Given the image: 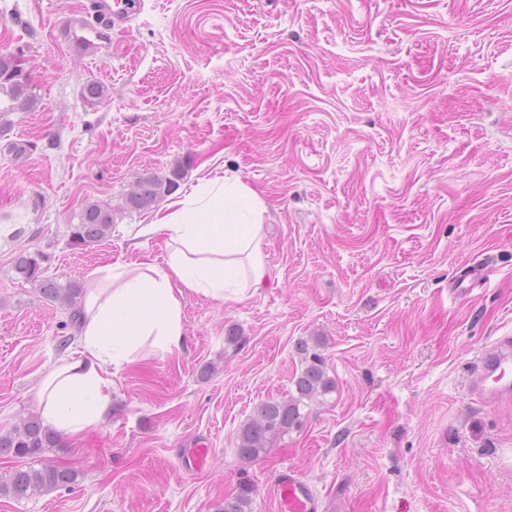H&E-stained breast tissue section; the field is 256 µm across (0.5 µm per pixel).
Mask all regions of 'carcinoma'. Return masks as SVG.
Segmentation results:
<instances>
[{"label": "carcinoma", "instance_id": "1", "mask_svg": "<svg viewBox=\"0 0 512 512\" xmlns=\"http://www.w3.org/2000/svg\"><path fill=\"white\" fill-rule=\"evenodd\" d=\"M0 133L7 131L9 112H27L37 105L29 79L17 71L12 55H0ZM182 170L174 166L165 175L146 174L124 198L123 209L128 212H144L178 187ZM112 209L100 203H90L82 209L80 221L70 225V240L74 246H86L105 238L112 229ZM14 272L32 284L47 300L58 302L70 310V321L80 320V299L83 287L78 282L61 284L43 275L38 259L21 251L13 259ZM297 395L281 400H265L256 406L254 416L244 423L237 434L236 450L240 459L256 462L264 458L276 439L302 426L304 415L300 404L330 390L333 382L326 375L321 357L310 356L306 366L295 380ZM57 444L56 436L42 421L35 417L21 420L10 431L0 434V457L32 459L41 456L46 449ZM77 471L66 466L42 463L40 467L22 464L0 474V497L26 499L38 492L54 490L75 483ZM254 488L248 483L239 485L236 493L224 498L216 512H251Z\"/></svg>", "mask_w": 512, "mask_h": 512}]
</instances>
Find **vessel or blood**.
I'll return each instance as SVG.
<instances>
[{"mask_svg":"<svg viewBox=\"0 0 512 512\" xmlns=\"http://www.w3.org/2000/svg\"><path fill=\"white\" fill-rule=\"evenodd\" d=\"M89 10L94 23L70 16L60 28L71 48L94 57L110 30L128 27L131 14L112 7L108 0H91ZM467 386L472 396L487 404L512 398V336L499 337L481 350L468 373ZM275 493L276 512H320L310 484L292 468L279 471Z\"/></svg>","mask_w":512,"mask_h":512,"instance_id":"vessel-or-blood-1","label":"vessel or blood"}]
</instances>
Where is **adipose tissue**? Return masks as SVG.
<instances>
[{
    "label": "adipose tissue",
    "mask_w": 512,
    "mask_h": 512,
    "mask_svg": "<svg viewBox=\"0 0 512 512\" xmlns=\"http://www.w3.org/2000/svg\"><path fill=\"white\" fill-rule=\"evenodd\" d=\"M264 212L256 191L224 181L173 200L157 214L149 229L167 237L166 264H115L87 286L82 355L42 381L43 423L69 436L99 424L112 405L110 367L127 361L149 337L165 351L180 349L184 291L241 301L262 288Z\"/></svg>",
    "instance_id": "adipose-tissue-1"
}]
</instances>
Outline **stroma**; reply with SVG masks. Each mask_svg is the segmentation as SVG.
<instances>
[{
  "instance_id": "35a3bbf8",
  "label": "stroma",
  "mask_w": 512,
  "mask_h": 512,
  "mask_svg": "<svg viewBox=\"0 0 512 512\" xmlns=\"http://www.w3.org/2000/svg\"><path fill=\"white\" fill-rule=\"evenodd\" d=\"M132 4L89 60L59 30L86 0H0V53L24 50L39 99L0 135V433L81 356L68 310L14 256L42 253L63 284L165 265V236L140 230L166 201L122 208L144 174L183 164L182 198L216 178L254 189L267 284L241 302L186 291L181 350L147 340L111 376L110 416L44 453L76 483L0 497V512H215L244 480L252 512H274L283 467L322 512H512V400L465 386L479 350L512 335V0ZM90 202L111 206V233L72 245ZM466 263L482 286L456 287ZM317 337L333 389L242 462L238 429L295 394ZM193 444L209 454L187 472Z\"/></svg>"
}]
</instances>
